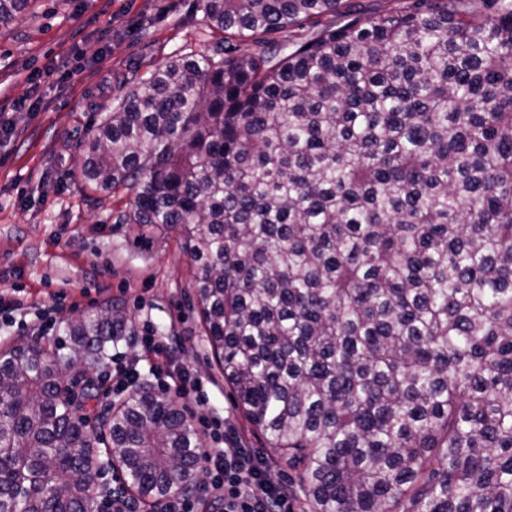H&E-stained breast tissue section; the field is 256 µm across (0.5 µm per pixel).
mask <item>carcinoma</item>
<instances>
[{
  "mask_svg": "<svg viewBox=\"0 0 512 512\" xmlns=\"http://www.w3.org/2000/svg\"><path fill=\"white\" fill-rule=\"evenodd\" d=\"M342 7L203 0L223 45L131 90L83 178L127 191L116 223L184 231L224 384L310 512H512V7L404 0L279 42ZM127 329L107 308L64 332L97 365ZM66 367L0 349V512H95ZM106 426L146 512L198 483L167 392L134 387ZM347 18L344 16H333L325 15L322 17L321 25L312 27L308 24H304L302 27L295 26L291 28L285 35L287 36V44H290L292 49V43H300L310 38L318 29L323 26L334 25L343 23Z\"/></svg>",
  "mask_w": 512,
  "mask_h": 512,
  "instance_id": "carcinoma-1",
  "label": "carcinoma"
}]
</instances>
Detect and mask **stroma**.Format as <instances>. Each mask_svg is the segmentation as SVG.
Listing matches in <instances>:
<instances>
[{
  "label": "stroma",
  "mask_w": 512,
  "mask_h": 512,
  "mask_svg": "<svg viewBox=\"0 0 512 512\" xmlns=\"http://www.w3.org/2000/svg\"><path fill=\"white\" fill-rule=\"evenodd\" d=\"M222 36L204 19L201 0H31L0 25V288L26 310L0 307V343L30 340L24 315H38L66 289L54 328L41 344L69 356L65 321L114 305L130 329L114 362L139 358L141 380L160 384L171 365L187 368L207 415L230 418L245 447L267 457L268 480L303 495L287 464L248 422L203 333L195 268L179 229L142 232L115 218L125 190L103 192L82 177L83 142L126 93L168 59L214 54ZM104 53L96 66L57 81L59 58ZM180 340L174 363L143 349L144 329Z\"/></svg>",
  "instance_id": "35a3bbf8"
}]
</instances>
